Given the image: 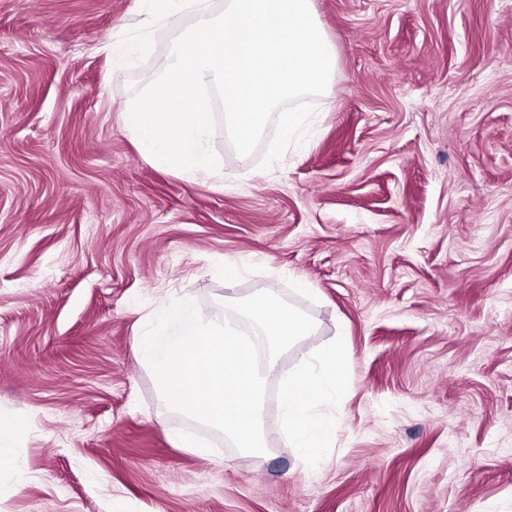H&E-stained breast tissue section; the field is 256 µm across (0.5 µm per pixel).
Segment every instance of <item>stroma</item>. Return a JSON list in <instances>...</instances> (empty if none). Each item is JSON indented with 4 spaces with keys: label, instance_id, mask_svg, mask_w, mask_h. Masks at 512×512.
<instances>
[{
    "label": "stroma",
    "instance_id": "obj_1",
    "mask_svg": "<svg viewBox=\"0 0 512 512\" xmlns=\"http://www.w3.org/2000/svg\"><path fill=\"white\" fill-rule=\"evenodd\" d=\"M313 7L305 140L263 169L216 129L204 186L118 119L180 28L126 65L136 0H0V512H512V0ZM265 289L318 323L283 368L344 338L313 469L168 410L134 351L161 303Z\"/></svg>",
    "mask_w": 512,
    "mask_h": 512
}]
</instances>
